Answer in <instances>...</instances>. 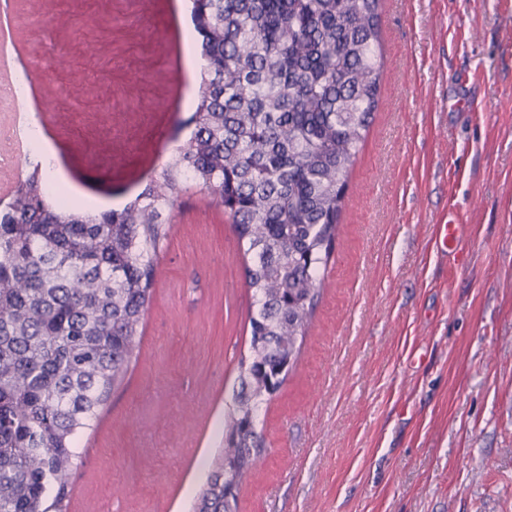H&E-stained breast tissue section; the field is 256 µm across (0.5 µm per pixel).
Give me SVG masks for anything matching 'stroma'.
I'll return each mask as SVG.
<instances>
[{"mask_svg": "<svg viewBox=\"0 0 512 512\" xmlns=\"http://www.w3.org/2000/svg\"><path fill=\"white\" fill-rule=\"evenodd\" d=\"M20 10L43 90L73 92L43 112L60 167L136 198L190 127L164 0ZM381 31L378 107L239 512H512V0H384ZM165 222L138 357L80 435L65 512H190L221 445L252 293L198 188Z\"/></svg>", "mask_w": 512, "mask_h": 512, "instance_id": "obj_1", "label": "stroma"}]
</instances>
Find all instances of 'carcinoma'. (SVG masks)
<instances>
[{
	"instance_id": "1",
	"label": "carcinoma",
	"mask_w": 512,
	"mask_h": 512,
	"mask_svg": "<svg viewBox=\"0 0 512 512\" xmlns=\"http://www.w3.org/2000/svg\"><path fill=\"white\" fill-rule=\"evenodd\" d=\"M384 0H192L204 60L190 137L122 210L48 195L39 168L0 208V512H63L93 427L137 358L164 213L193 184L222 206L253 291L249 353L193 512H238L259 405L300 358L377 107Z\"/></svg>"
}]
</instances>
